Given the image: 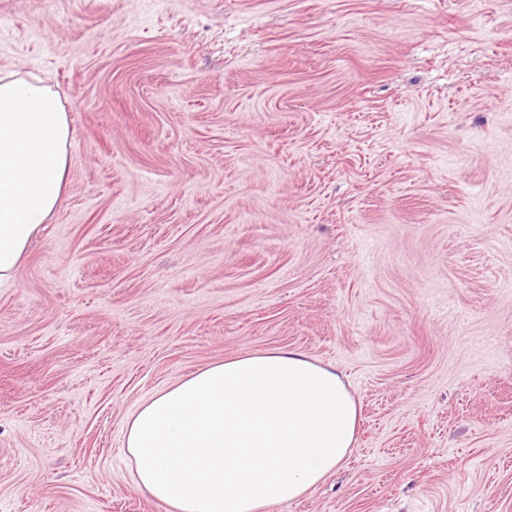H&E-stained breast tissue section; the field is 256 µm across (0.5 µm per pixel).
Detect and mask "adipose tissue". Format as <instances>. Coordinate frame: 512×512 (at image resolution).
I'll list each match as a JSON object with an SVG mask.
<instances>
[{
    "instance_id": "1",
    "label": "adipose tissue",
    "mask_w": 512,
    "mask_h": 512,
    "mask_svg": "<svg viewBox=\"0 0 512 512\" xmlns=\"http://www.w3.org/2000/svg\"><path fill=\"white\" fill-rule=\"evenodd\" d=\"M71 142L56 92L0 76V286L61 203ZM357 426L335 371L275 349L212 364L141 405L125 455L135 488L165 512H263L336 471Z\"/></svg>"
}]
</instances>
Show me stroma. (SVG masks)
Here are the masks:
<instances>
[{
	"label": "stroma",
	"instance_id": "obj_1",
	"mask_svg": "<svg viewBox=\"0 0 512 512\" xmlns=\"http://www.w3.org/2000/svg\"><path fill=\"white\" fill-rule=\"evenodd\" d=\"M63 201L0 288V512H164L135 410L297 349L359 411L270 512H512V0H0Z\"/></svg>",
	"mask_w": 512,
	"mask_h": 512
}]
</instances>
